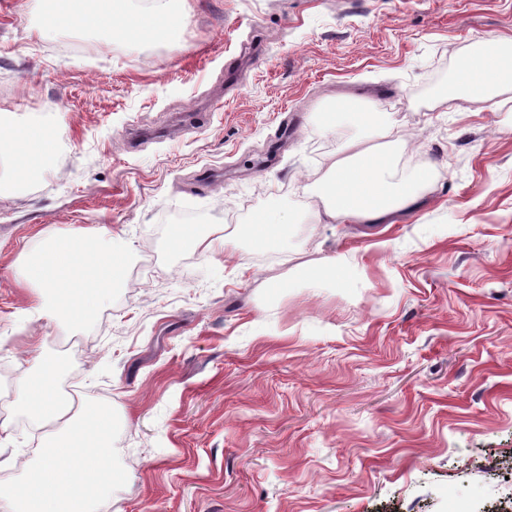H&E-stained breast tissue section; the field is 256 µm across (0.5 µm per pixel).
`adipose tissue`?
<instances>
[{"label":"adipose tissue","mask_w":512,"mask_h":512,"mask_svg":"<svg viewBox=\"0 0 512 512\" xmlns=\"http://www.w3.org/2000/svg\"><path fill=\"white\" fill-rule=\"evenodd\" d=\"M124 0H63L57 24L76 22L116 30L126 17ZM458 80L467 95L490 101L494 110L512 112V52L492 50L464 59ZM45 136L30 133L23 147L0 138V179L23 180L39 171L45 159ZM324 198L326 223L359 220L377 222L392 211L409 209L418 196L413 181L395 180L392 159L371 153L363 140L354 139L346 153L334 161L319 186ZM127 265L120 245L98 250L84 236L51 237L44 252L27 258V280L36 290L57 293L58 301L39 305L44 319L82 320L91 315L103 297L119 287Z\"/></svg>","instance_id":"obj_1"}]
</instances>
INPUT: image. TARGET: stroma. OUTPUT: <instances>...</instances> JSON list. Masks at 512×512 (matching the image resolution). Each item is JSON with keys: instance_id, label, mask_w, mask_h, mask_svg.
Instances as JSON below:
<instances>
[{"instance_id": "1", "label": "stroma", "mask_w": 512, "mask_h": 512, "mask_svg": "<svg viewBox=\"0 0 512 512\" xmlns=\"http://www.w3.org/2000/svg\"><path fill=\"white\" fill-rule=\"evenodd\" d=\"M172 10L174 33L116 40L0 0V135L48 134L41 172L0 183V483L44 441L12 415L20 374L66 340L63 388L121 423L100 512H512V112L441 98L512 38V0ZM347 97L389 120L369 143L397 179L434 167L382 224L317 220L345 136L321 114ZM272 210L294 217L276 250L250 236ZM103 230L140 272L86 320L31 318L25 255ZM329 258L346 281L296 279Z\"/></svg>"}]
</instances>
